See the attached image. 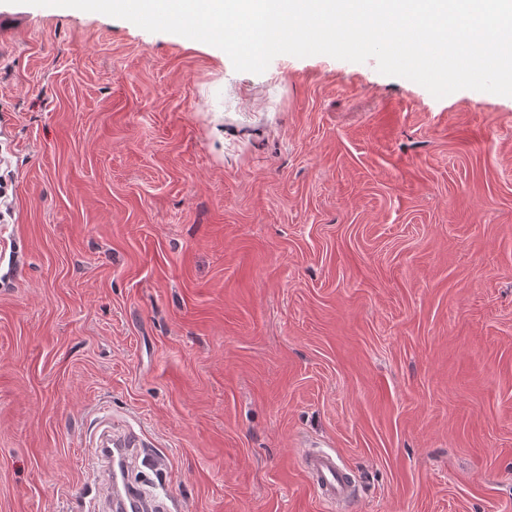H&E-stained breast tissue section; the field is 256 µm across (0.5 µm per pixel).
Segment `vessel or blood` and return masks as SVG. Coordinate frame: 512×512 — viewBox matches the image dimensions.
Returning a JSON list of instances; mask_svg holds the SVG:
<instances>
[{"mask_svg":"<svg viewBox=\"0 0 512 512\" xmlns=\"http://www.w3.org/2000/svg\"><path fill=\"white\" fill-rule=\"evenodd\" d=\"M94 456L102 465L104 489L101 500L112 512H154V503L131 479L134 461L129 440H117L113 445L96 449ZM301 466L326 502L340 505L353 501L350 475L335 453L308 450L301 458Z\"/></svg>","mask_w":512,"mask_h":512,"instance_id":"vessel-or-blood-1","label":"vessel or blood"}]
</instances>
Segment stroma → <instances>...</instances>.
I'll list each match as a JSON object with an SVG mask.
<instances>
[{"label": "stroma", "instance_id": "1", "mask_svg": "<svg viewBox=\"0 0 512 512\" xmlns=\"http://www.w3.org/2000/svg\"><path fill=\"white\" fill-rule=\"evenodd\" d=\"M0 512L134 435L168 512H512V97L14 5ZM334 449L328 508L300 468ZM301 466L326 502L340 505L354 501V486L350 475L336 453L308 450L301 458Z\"/></svg>", "mask_w": 512, "mask_h": 512}]
</instances>
